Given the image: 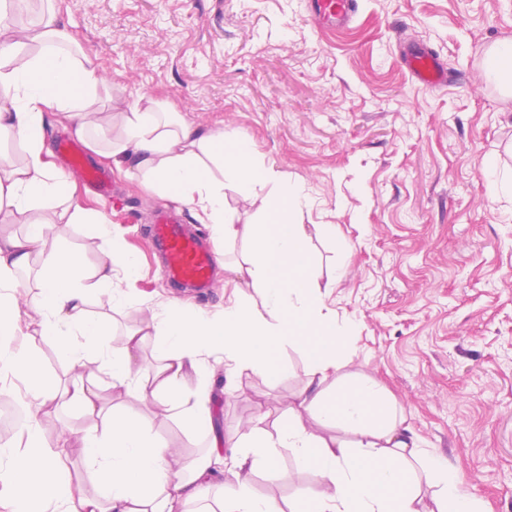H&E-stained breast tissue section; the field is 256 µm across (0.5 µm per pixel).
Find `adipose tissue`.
I'll return each instance as SVG.
<instances>
[{"label": "adipose tissue", "instance_id": "adipose-tissue-1", "mask_svg": "<svg viewBox=\"0 0 512 512\" xmlns=\"http://www.w3.org/2000/svg\"><path fill=\"white\" fill-rule=\"evenodd\" d=\"M73 39L56 10L39 32L15 26L0 11V84L12 96L0 100V133L20 145L19 159L0 163V223L24 225L23 234H0V396L23 399L29 418L18 442L0 447V495L10 512H183L190 502L201 512H481L447 460L425 454L393 396L377 381L348 371L344 346L351 329L337 322L325 297L335 280H323L312 257L311 237L332 238V224L297 219L298 192L274 168L258 164L248 142L207 133L177 113L155 106H129L112 114L100 106L97 58L72 51ZM54 118L102 160L133 164L155 193L193 206L200 223L224 240L251 238L244 263L232 266L236 280L220 315L185 312L167 303L150 310L142 327L111 349L103 325L89 318L90 291L119 307L131 303L138 259L111 230H103L105 259L86 269L82 257L55 242L60 224L100 223L81 206L77 189L45 148L44 126ZM122 134L112 139L113 124ZM251 189V205L266 213L261 224H239L224 208V184ZM275 184L274 197L260 187ZM39 260L40 300L21 312L18 273ZM123 274L127 290L113 289ZM57 339L69 365L63 387L38 376L22 343L6 340L20 324ZM96 337L94 346L80 344ZM158 365H146L145 344ZM302 349L310 361L308 381L289 395L275 421V434L250 427L190 466L175 467L166 442L149 421L130 420L106 409L98 378L107 374L146 406L164 404L188 426L211 422L210 360L224 356L226 379L244 369L279 372L284 346ZM199 376L183 394L188 373ZM97 422L73 433L66 445H49L40 419L57 396ZM84 451L88 475L101 492L89 493L72 479L70 451ZM285 448L294 475H314L319 489L283 509L254 493L250 478L276 464Z\"/></svg>", "mask_w": 512, "mask_h": 512}]
</instances>
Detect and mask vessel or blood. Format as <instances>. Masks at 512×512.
I'll list each match as a JSON object with an SVG mask.
<instances>
[{"instance_id": "b4317fda", "label": "vessel or blood", "mask_w": 512, "mask_h": 512, "mask_svg": "<svg viewBox=\"0 0 512 512\" xmlns=\"http://www.w3.org/2000/svg\"><path fill=\"white\" fill-rule=\"evenodd\" d=\"M306 11L318 28L333 30L352 21L357 3L356 0H307ZM399 64L424 87L434 89L448 83L446 65L427 47L405 44L399 54ZM55 150L66 158L69 173L77 175L94 194L104 199L115 195L116 187L109 172L89 161L78 140L59 137ZM147 237L170 284L199 295L215 288L216 251L210 241L189 229L183 216L164 207L158 208Z\"/></svg>"}]
</instances>
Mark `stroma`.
<instances>
[{"label": "stroma", "mask_w": 512, "mask_h": 512, "mask_svg": "<svg viewBox=\"0 0 512 512\" xmlns=\"http://www.w3.org/2000/svg\"><path fill=\"white\" fill-rule=\"evenodd\" d=\"M60 20L97 57L113 99L153 100L213 134L248 141L304 196L302 220L332 224L335 240H312L324 276L339 280L326 304L352 324L350 371L395 397L428 454L447 459L463 490L486 512H512V195L489 156L512 166V98L484 70L486 50L512 40V0H358L350 25L317 29L304 0H57ZM427 43L456 84L417 86L397 61L400 35ZM135 223L118 205L80 188L83 206L103 214L139 257L142 286L156 301L222 313L230 265L247 244L214 236L193 210L146 189L139 175L115 174ZM177 206L211 237L221 262L212 293L170 287L142 236L155 208ZM60 246L86 266L104 258L95 224H61ZM349 257L337 273L339 246ZM120 348L147 316L89 299ZM283 373L242 371L234 390L212 381V427L180 418L103 381L105 404L152 423L182 465L204 454L212 433L233 436L263 418L272 429L290 393L308 378L307 355L286 348ZM279 449L275 469L252 488L287 505L316 490L293 480Z\"/></svg>", "instance_id": "stroma-1"}]
</instances>
